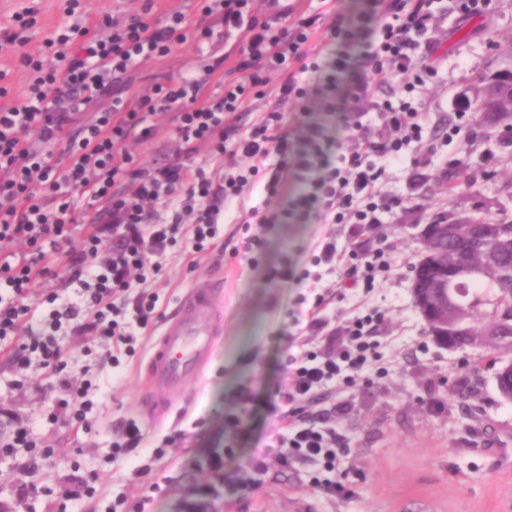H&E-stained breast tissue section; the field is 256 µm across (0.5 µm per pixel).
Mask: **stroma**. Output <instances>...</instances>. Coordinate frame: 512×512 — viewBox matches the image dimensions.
<instances>
[{"label": "stroma", "mask_w": 512, "mask_h": 512, "mask_svg": "<svg viewBox=\"0 0 512 512\" xmlns=\"http://www.w3.org/2000/svg\"><path fill=\"white\" fill-rule=\"evenodd\" d=\"M64 0H37L36 24L26 31L24 45L0 47V71L7 72L11 95H19L27 76L19 64L21 53H42L44 41L65 23ZM451 34L447 56L425 93L430 119L436 123L465 113L477 135L469 142L447 140L436 145L431 176L422 188L428 200L419 213L393 211L380 231L391 246L392 270L383 286L369 297L385 314L379 335L389 373L378 378L363 373L350 386L337 387L332 401L346 404L337 414L336 429L348 441V452L336 468V479L350 493L339 496L316 484L322 469L296 464L281 472L274 447L279 413L270 406L276 390L288 383V365L302 350L324 346L328 333H343L353 317L356 295L329 293L343 270H326L317 283L274 278L285 267L302 271L310 247L327 230L345 240L343 225L270 224L264 230V252L257 269L233 258L227 238L238 233L233 215H226L221 237L199 254L170 258L150 285L158 296L157 322L140 331L136 354L112 367L100 354L86 359L94 408L88 427L51 424L49 413L67 392L31 372L22 386L0 354V435H7L6 413L26 420L36 438L54 450L50 464L35 482L41 494L24 499L16 492L17 472L12 460L0 459V504L8 512H108L126 499L129 512L140 503L142 489L136 471L151 468L157 488L145 512H189L191 504L211 503L213 512H512V458L497 456L512 449V402L496 389L491 357L471 351L449 352L425 334L414 308L410 286L413 268L422 251V230L434 215L449 218L473 215L494 220L512 216V201L499 192L512 181V141L500 127L479 125L476 106L478 79L512 68V0H494L493 11L478 35L453 31L452 20L442 22ZM464 161L462 184L449 189L440 176L444 160ZM224 287V332L204 376L191 380L186 397L162 420L141 416L138 400L143 372L163 319L174 311L188 288L209 279ZM325 294L319 310L326 333L308 332V299ZM470 382L466 397L452 396V388ZM248 389L252 401L244 415L243 432L231 437L224 414L237 393ZM140 425L143 441L137 453L113 457L112 430L121 421ZM177 435L162 459L151 451L165 436ZM224 477L216 479L211 461L225 446ZM266 454L269 470L259 476L248 466ZM95 481L93 504L65 501L71 470Z\"/></svg>", "instance_id": "1"}]
</instances>
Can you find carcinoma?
<instances>
[{
  "instance_id": "carcinoma-1",
  "label": "carcinoma",
  "mask_w": 512,
  "mask_h": 512,
  "mask_svg": "<svg viewBox=\"0 0 512 512\" xmlns=\"http://www.w3.org/2000/svg\"><path fill=\"white\" fill-rule=\"evenodd\" d=\"M432 251L459 268L448 283V316L469 325L460 344L478 356L495 354L505 364L512 355V219H461L423 241L422 257Z\"/></svg>"
}]
</instances>
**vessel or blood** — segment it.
Returning a JSON list of instances; mask_svg holds the SVG:
<instances>
[{"mask_svg":"<svg viewBox=\"0 0 512 512\" xmlns=\"http://www.w3.org/2000/svg\"><path fill=\"white\" fill-rule=\"evenodd\" d=\"M222 294L215 281L189 288L177 315L165 324L145 368L139 401L144 417H164L185 396L187 380L208 368L220 334Z\"/></svg>","mask_w":512,"mask_h":512,"instance_id":"vessel-or-blood-1","label":"vessel or blood"}]
</instances>
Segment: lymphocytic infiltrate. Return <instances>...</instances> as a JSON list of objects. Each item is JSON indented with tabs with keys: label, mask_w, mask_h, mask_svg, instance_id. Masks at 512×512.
I'll return each mask as SVG.
<instances>
[{
	"label": "lymphocytic infiltrate",
	"mask_w": 512,
	"mask_h": 512,
	"mask_svg": "<svg viewBox=\"0 0 512 512\" xmlns=\"http://www.w3.org/2000/svg\"><path fill=\"white\" fill-rule=\"evenodd\" d=\"M155 2L143 0L123 18L57 27L45 40L51 63L19 59L29 74L26 91L12 98L0 86V349L13 368L39 367L69 389L63 410L70 424L83 423L90 408L68 373L74 341L93 337L134 353L133 330L153 322L158 302L148 282L173 247L207 250L232 211L243 230L240 259L254 268L264 240L253 225L342 224L346 245L335 234L322 237L300 278L317 280L321 269L339 267L346 285L372 292L392 268L380 224L394 210L423 208L420 194L382 191L388 167L407 164L412 184H420L431 159L412 146L425 132L463 143L474 135L461 120L431 125L416 92L437 74L440 19L476 22L490 14L492 0H364L350 11L333 0H199L194 12L162 20ZM189 38L197 56L186 73L133 90L143 64ZM216 40L224 54L211 51ZM323 42L332 47L325 59L317 51ZM265 94L273 110L254 113V99ZM317 101L337 114L336 136L298 124ZM289 106L294 114H286ZM373 112L383 117L375 131L364 123ZM159 113L168 117L173 148L136 166L127 144L150 142ZM204 145L208 166L196 161ZM311 168L320 175L306 194L287 209L269 207ZM257 188L263 202L245 207ZM83 197L96 202L95 217L81 208ZM46 279L58 287L36 296ZM382 320L365 309L350 320L343 344L331 339L323 350L292 356L289 383L273 402L281 411V467L332 468L346 452L327 397L364 368L386 373L376 341ZM52 454L24 422L0 439V457L16 462L24 497L37 493L32 478Z\"/></svg>",
	"instance_id": "1"
}]
</instances>
